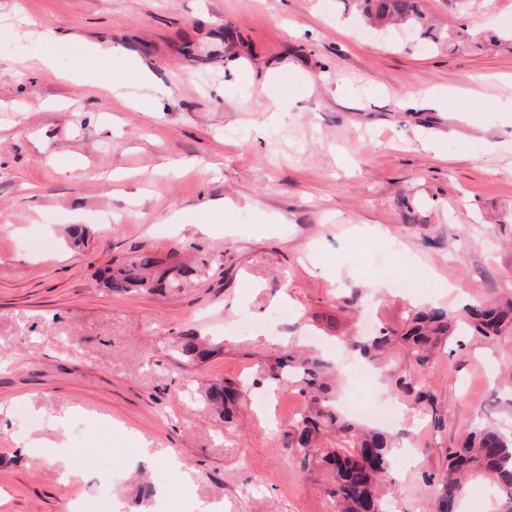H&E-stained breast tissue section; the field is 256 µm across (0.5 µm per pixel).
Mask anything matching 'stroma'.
<instances>
[{
    "instance_id": "stroma-1",
    "label": "stroma",
    "mask_w": 512,
    "mask_h": 512,
    "mask_svg": "<svg viewBox=\"0 0 512 512\" xmlns=\"http://www.w3.org/2000/svg\"><path fill=\"white\" fill-rule=\"evenodd\" d=\"M423 6L482 50L382 35L354 0H0V512H335L283 446L294 390L251 389L231 425L191 391L299 343L343 365L340 394L402 411L390 512H434L427 477L473 424L512 433V328L399 357L438 427L341 341L367 312L512 295V0ZM87 44L139 66L76 65ZM139 251L209 264L166 298L106 290ZM190 328L224 350L181 369Z\"/></svg>"
}]
</instances>
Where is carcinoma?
Here are the masks:
<instances>
[{"instance_id": "obj_1", "label": "carcinoma", "mask_w": 512, "mask_h": 512, "mask_svg": "<svg viewBox=\"0 0 512 512\" xmlns=\"http://www.w3.org/2000/svg\"><path fill=\"white\" fill-rule=\"evenodd\" d=\"M364 21L370 25L401 23L419 37L433 43L442 40L434 31L421 0H354ZM204 272V263L186 262L170 254L163 259L142 251L118 263L103 277L104 287L115 293L176 295ZM470 329L484 337L499 334L512 324V300L497 306L465 308ZM459 315L444 306H426L413 313L401 328H381L368 337L355 339L353 350L366 359L395 360L404 355L423 369L454 336ZM172 356L186 366H199L222 352L197 332L189 329L175 337ZM335 363L314 354L290 350L277 356L262 370V377L247 383L228 379L210 382L201 389L207 409L225 423L234 421L245 387L265 382L287 385L303 397L304 406L283 434V445L308 473L321 472L336 512H386L381 484L394 465L393 436L344 415L337 404ZM393 392L410 399L419 411L441 425L433 397L417 375H392ZM481 474L496 480L504 501L500 512H512V436L490 423L478 422L464 441L448 450V467L435 484V512H458L465 490L464 479Z\"/></svg>"}]
</instances>
